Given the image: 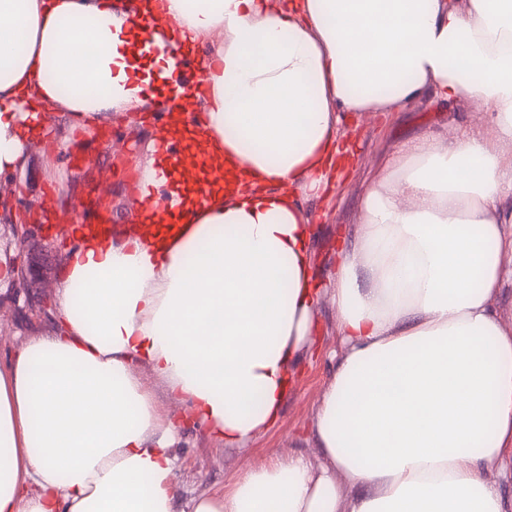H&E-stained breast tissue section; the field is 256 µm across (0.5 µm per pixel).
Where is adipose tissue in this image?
Instances as JSON below:
<instances>
[{
	"label": "adipose tissue",
	"mask_w": 512,
	"mask_h": 512,
	"mask_svg": "<svg viewBox=\"0 0 512 512\" xmlns=\"http://www.w3.org/2000/svg\"><path fill=\"white\" fill-rule=\"evenodd\" d=\"M192 44L202 91L157 99L141 54L170 80ZM426 100L475 110L369 170L331 279L318 463L183 500L180 429L245 447L320 332L312 204L343 113ZM158 107L130 227L74 228L48 335L0 362V512H512V0H0V177L48 113L85 129ZM190 135L203 191L160 160Z\"/></svg>",
	"instance_id": "adipose-tissue-1"
}]
</instances>
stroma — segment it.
Masks as SVG:
<instances>
[{"instance_id":"obj_1","label":"stroma","mask_w":512,"mask_h":512,"mask_svg":"<svg viewBox=\"0 0 512 512\" xmlns=\"http://www.w3.org/2000/svg\"><path fill=\"white\" fill-rule=\"evenodd\" d=\"M468 104L444 108L435 103L415 102L402 111L376 113L367 118L346 114L343 120L348 149L347 160L338 167L327 196L316 202L318 218L312 241L313 267L321 287H328L336 262L342 229L354 220L359 191L367 176L368 160L381 157L413 130L423 127L443 128L447 121L466 117ZM162 115L136 122L120 115L101 122L98 132L71 130L66 114L56 113L47 137L32 138L28 144V166L21 183L28 199L63 194L69 198L94 201L88 220L105 216L113 227H124L133 215V201L138 196L134 182L136 154L114 155L107 138L122 134L137 140L149 138L160 126ZM65 142L70 156L56 160L49 152L50 141ZM25 254L32 269L27 294L32 301L51 298L56 293V272L62 259L58 240L39 236L30 240ZM15 301L0 299V359H5L27 339L46 331V318L36 315L18 319ZM322 332L315 336L309 350L296 367L297 384L284 405L278 423L257 437L248 451L214 444L203 429L184 427L174 452L177 461V489L182 498L201 491L230 489L246 469L287 458L303 446L304 437L326 379L329 355L337 349L335 312L329 299H322L318 309Z\"/></svg>"}]
</instances>
